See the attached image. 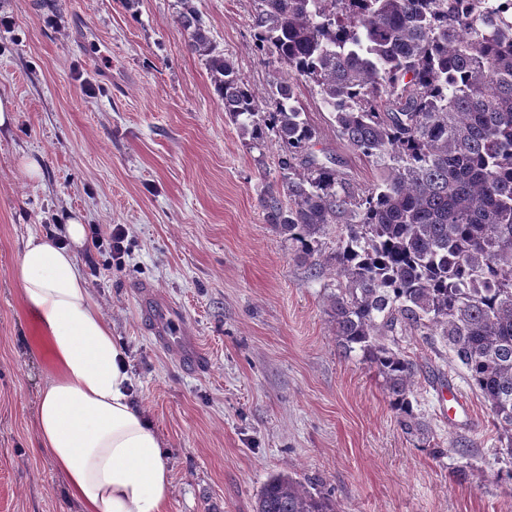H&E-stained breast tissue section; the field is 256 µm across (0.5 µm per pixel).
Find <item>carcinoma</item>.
<instances>
[{
  "label": "carcinoma",
  "mask_w": 512,
  "mask_h": 512,
  "mask_svg": "<svg viewBox=\"0 0 512 512\" xmlns=\"http://www.w3.org/2000/svg\"><path fill=\"white\" fill-rule=\"evenodd\" d=\"M258 49L319 88L339 135L383 175L364 195L317 163L316 129L279 82L258 93L213 54L195 12L178 20L208 65L224 111L284 148L286 195L260 199L266 221L309 269L328 268L336 344L383 377L404 434L425 435L409 395L421 366L399 336L421 332L489 406L495 454L512 482V13L497 0H257ZM335 228L326 254L317 244ZM256 512H340L276 474Z\"/></svg>",
  "instance_id": "cac0c4a2"
}]
</instances>
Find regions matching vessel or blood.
<instances>
[{
  "instance_id": "vessel-or-blood-1",
  "label": "vessel or blood",
  "mask_w": 512,
  "mask_h": 512,
  "mask_svg": "<svg viewBox=\"0 0 512 512\" xmlns=\"http://www.w3.org/2000/svg\"><path fill=\"white\" fill-rule=\"evenodd\" d=\"M137 295L141 301V311L148 320L158 344L177 350L184 365L197 371L201 370L204 354L196 338L182 328L177 305L159 297L147 287L138 290Z\"/></svg>"
}]
</instances>
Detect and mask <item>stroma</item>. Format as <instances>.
I'll use <instances>...</instances> for the list:
<instances>
[{
	"label": "stroma",
	"mask_w": 512,
	"mask_h": 512,
	"mask_svg": "<svg viewBox=\"0 0 512 512\" xmlns=\"http://www.w3.org/2000/svg\"><path fill=\"white\" fill-rule=\"evenodd\" d=\"M187 6L244 83L290 79L254 46L253 0H0V97L14 117L0 133V512H80L37 447L46 370L15 279L28 236L61 237L72 216L127 231L123 267L90 244L77 256L163 438L167 512H254L279 473L342 512H512L492 416L460 375L419 377L410 399L429 437L410 439L376 368L339 352L330 272L297 262L259 204L283 180L280 147L254 145L225 112L177 20ZM293 82L319 131L313 156L362 194L380 165L338 135L313 82ZM27 158L41 178L22 174ZM143 283L179 307L203 373L145 330Z\"/></svg>",
	"instance_id": "stroma-1"
}]
</instances>
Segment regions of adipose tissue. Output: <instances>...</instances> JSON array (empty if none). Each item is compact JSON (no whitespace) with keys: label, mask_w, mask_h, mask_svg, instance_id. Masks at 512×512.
<instances>
[{"label":"adipose tissue","mask_w":512,"mask_h":512,"mask_svg":"<svg viewBox=\"0 0 512 512\" xmlns=\"http://www.w3.org/2000/svg\"><path fill=\"white\" fill-rule=\"evenodd\" d=\"M63 236H29L17 264L22 312L46 358L38 445L81 512H165L172 478L163 441L133 402L124 352L90 297L75 254L85 242L79 217L67 219Z\"/></svg>","instance_id":"1"}]
</instances>
